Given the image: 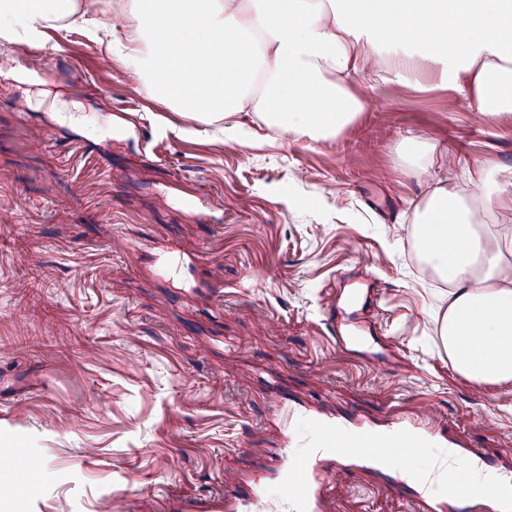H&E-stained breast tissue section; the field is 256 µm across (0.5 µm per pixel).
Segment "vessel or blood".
<instances>
[{"mask_svg": "<svg viewBox=\"0 0 512 512\" xmlns=\"http://www.w3.org/2000/svg\"><path fill=\"white\" fill-rule=\"evenodd\" d=\"M323 315L339 351L382 370L393 365L392 351L370 321L345 319L332 300L324 303ZM267 410L288 417L270 466L246 494L216 487L207 512H324L325 500L336 489L337 473L352 464L375 465L386 448H449L455 459L484 460L478 449L450 437L442 417L431 408L409 414L397 411L381 421L342 420L312 407H285L277 401L270 402ZM390 470L407 483L414 512H454L463 501L469 502L472 512H512V503L498 498L495 491L473 496L452 481L445 491L435 493L427 483L411 481L398 462H391Z\"/></svg>", "mask_w": 512, "mask_h": 512, "instance_id": "b4317fda", "label": "vessel or blood"}]
</instances>
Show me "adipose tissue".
Segmentation results:
<instances>
[{
	"label": "adipose tissue",
	"instance_id": "1",
	"mask_svg": "<svg viewBox=\"0 0 512 512\" xmlns=\"http://www.w3.org/2000/svg\"><path fill=\"white\" fill-rule=\"evenodd\" d=\"M112 57L148 97L292 140L352 130L369 101L354 79L426 75L467 89L494 122L512 116V0H124ZM82 0H0V40L45 47L48 29L83 20ZM397 152L423 188L411 222L423 261L448 284L441 335L479 386L512 380V261L497 227L512 223V167L449 157L438 141L404 136Z\"/></svg>",
	"mask_w": 512,
	"mask_h": 512
}]
</instances>
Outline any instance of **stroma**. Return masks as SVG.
I'll list each match as a JSON object with an SVG mask.
<instances>
[{
	"label": "stroma",
	"mask_w": 512,
	"mask_h": 512,
	"mask_svg": "<svg viewBox=\"0 0 512 512\" xmlns=\"http://www.w3.org/2000/svg\"><path fill=\"white\" fill-rule=\"evenodd\" d=\"M106 52L86 28L48 31L40 80L23 72L25 47L0 41V211L14 215L0 229V370L17 390L0 444L18 450L0 455V512H119L123 490L143 512H178L219 484L243 491L280 443L272 398L376 421L431 407L512 468V382L476 386L449 357L448 288L415 271L401 219L422 188L394 153L412 133L512 166V122L449 88L369 75L356 88L370 108L335 141L244 146L103 70ZM158 242L189 258L180 277L161 271ZM371 277L374 320L402 356L380 374L339 352L320 314ZM30 466L44 471L35 489L15 479ZM336 481L326 512H411L384 471Z\"/></svg>",
	"instance_id": "obj_1"
}]
</instances>
